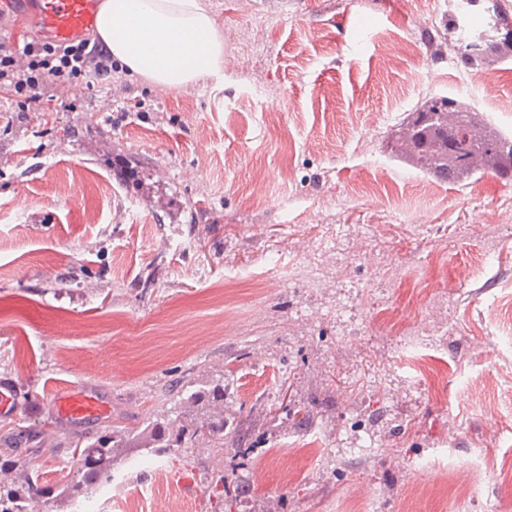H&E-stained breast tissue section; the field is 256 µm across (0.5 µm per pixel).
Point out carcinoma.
<instances>
[{
	"instance_id": "carcinoma-1",
	"label": "carcinoma",
	"mask_w": 512,
	"mask_h": 512,
	"mask_svg": "<svg viewBox=\"0 0 512 512\" xmlns=\"http://www.w3.org/2000/svg\"><path fill=\"white\" fill-rule=\"evenodd\" d=\"M501 0H492V27L512 28V16L502 10ZM459 104L450 98L426 99L401 123V136L394 151L401 152L427 174L456 180L477 171H495L502 162L512 165V139L494 132L482 114L474 113L465 125ZM189 410L180 421H148L142 427L114 425L83 448L73 451L83 457V467L57 485L58 496L70 504L89 497L112 481V474L130 457L173 454L181 448L208 440L224 447H239L240 426L224 419V385L200 388L187 398ZM40 477L26 475L21 485H0V512H30L28 505L41 494Z\"/></svg>"
}]
</instances>
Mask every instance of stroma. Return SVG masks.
Wrapping results in <instances>:
<instances>
[{
  "label": "stroma",
  "instance_id": "1",
  "mask_svg": "<svg viewBox=\"0 0 512 512\" xmlns=\"http://www.w3.org/2000/svg\"><path fill=\"white\" fill-rule=\"evenodd\" d=\"M200 2L223 83L128 74L119 123L107 90L78 112L0 102V381L19 399L0 434L23 449L0 481L39 474L31 512H61L72 438L175 419L220 379L244 447L137 457L86 512H213L217 476L234 512H512V178L434 183L390 138L433 96L512 101V58L431 57L448 0ZM393 39L416 55L379 74ZM383 254L400 272L382 280ZM315 257L318 282L283 280ZM424 327L420 376L407 342ZM66 385L111 418L56 420Z\"/></svg>",
  "mask_w": 512,
  "mask_h": 512
}]
</instances>
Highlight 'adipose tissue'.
Wrapping results in <instances>:
<instances>
[{
  "instance_id": "ef3b65f1",
  "label": "adipose tissue",
  "mask_w": 512,
  "mask_h": 512,
  "mask_svg": "<svg viewBox=\"0 0 512 512\" xmlns=\"http://www.w3.org/2000/svg\"><path fill=\"white\" fill-rule=\"evenodd\" d=\"M97 33L132 72L167 88L220 77L222 43L198 0H106Z\"/></svg>"
}]
</instances>
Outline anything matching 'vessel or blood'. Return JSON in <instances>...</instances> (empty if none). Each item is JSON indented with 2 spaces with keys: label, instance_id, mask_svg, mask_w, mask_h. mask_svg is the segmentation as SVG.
<instances>
[{
  "label": "vessel or blood",
  "instance_id": "1",
  "mask_svg": "<svg viewBox=\"0 0 512 512\" xmlns=\"http://www.w3.org/2000/svg\"><path fill=\"white\" fill-rule=\"evenodd\" d=\"M23 5L39 36L64 46L92 35L103 0H23ZM107 409L106 402L87 388L62 393L54 402L56 417L75 424L96 418Z\"/></svg>",
  "mask_w": 512,
  "mask_h": 512
}]
</instances>
